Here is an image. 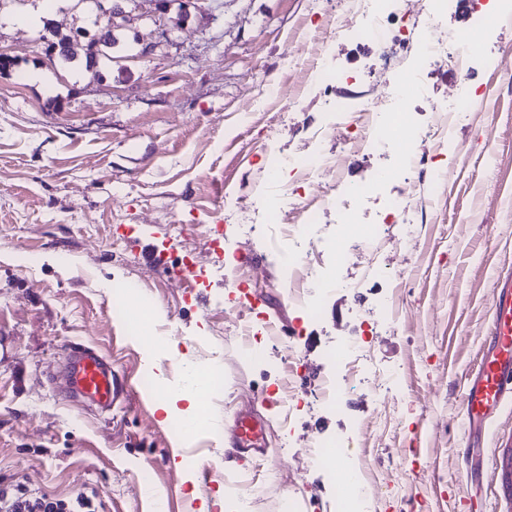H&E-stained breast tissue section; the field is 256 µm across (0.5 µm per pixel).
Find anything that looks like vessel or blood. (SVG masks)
<instances>
[{
	"label": "vessel or blood",
	"mask_w": 512,
	"mask_h": 512,
	"mask_svg": "<svg viewBox=\"0 0 512 512\" xmlns=\"http://www.w3.org/2000/svg\"><path fill=\"white\" fill-rule=\"evenodd\" d=\"M65 391L70 397L108 410L120 397L122 388L111 364L95 349L83 347L73 350L68 358ZM509 392H512V274L496 281L488 343L478 372L463 392L465 433H473L486 423ZM260 435L261 427L256 421L247 417L238 421L236 440L240 448H254Z\"/></svg>",
	"instance_id": "vessel-or-blood-1"
}]
</instances>
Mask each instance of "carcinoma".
<instances>
[{"label":"carcinoma","mask_w":512,"mask_h":512,"mask_svg":"<svg viewBox=\"0 0 512 512\" xmlns=\"http://www.w3.org/2000/svg\"><path fill=\"white\" fill-rule=\"evenodd\" d=\"M120 26H101L90 36L86 44H80L81 33L66 34L51 21H44L40 39L45 45V56L51 65L85 66L92 70L99 64L100 58L112 59L114 47L119 43Z\"/></svg>","instance_id":"carcinoma-1"}]
</instances>
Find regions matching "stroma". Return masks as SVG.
<instances>
[{"mask_svg": "<svg viewBox=\"0 0 512 512\" xmlns=\"http://www.w3.org/2000/svg\"><path fill=\"white\" fill-rule=\"evenodd\" d=\"M37 0L0 12V488L23 484L71 500L93 493L98 512H339L336 480L304 453L315 438L344 441L346 462L367 457L371 483L396 468L406 475L395 498L371 496L368 512H512L495 473L512 448V393L503 399L473 456L462 424V395L480 365L492 319L496 277L512 271V7L488 0L485 24L473 0H454L445 29L474 33L481 51L468 70L479 111L448 132L433 151L424 136L435 112L453 106L458 88L447 67L425 64L424 91L410 104L415 150L447 172L443 197L431 200L417 174L399 172L380 197L360 203V241L337 262L331 243L337 212L312 194L292 195L280 215L302 219L319 207L314 245L272 244L260 223L267 197V145L284 153L319 150L340 160L343 184L368 182L388 158L340 137L314 141L325 100L356 109L361 95L385 89L384 61L409 65L399 42L382 48L353 35L323 45L344 0H199L178 29L146 12L123 33L111 63L97 71L49 64ZM326 46L345 79L317 84L311 100L287 108L270 85L295 88L308 77L306 45ZM404 197L426 210V223L402 248L397 224H384V198ZM226 248L240 236L246 258H213L189 279L176 277L181 256L203 254L214 225ZM122 239L114 248L113 239ZM318 265L351 283L323 300L304 321L288 300L281 272L288 262ZM402 284L397 324L379 315L380 272ZM262 295L246 304L257 321L287 327L289 340L243 349L224 313L228 295ZM374 325L368 357L403 365L407 386L390 389L394 415L379 421L369 385L342 394L336 410L315 397L335 369L329 350ZM177 344L200 365L219 363L224 385L213 391L208 421L184 437L157 410L161 395L148 354ZM101 352L116 370L122 395L103 413L68 397L60 371L68 348ZM300 356L296 383L305 397L292 416L275 405L278 367L287 347ZM265 427L253 461L229 447L237 414ZM376 424L352 442L357 423ZM184 459L196 475L183 482ZM273 474L276 489L253 496L252 482Z\"/></svg>", "mask_w": 512, "mask_h": 512, "instance_id": "35a3bbf8", "label": "stroma"}]
</instances>
